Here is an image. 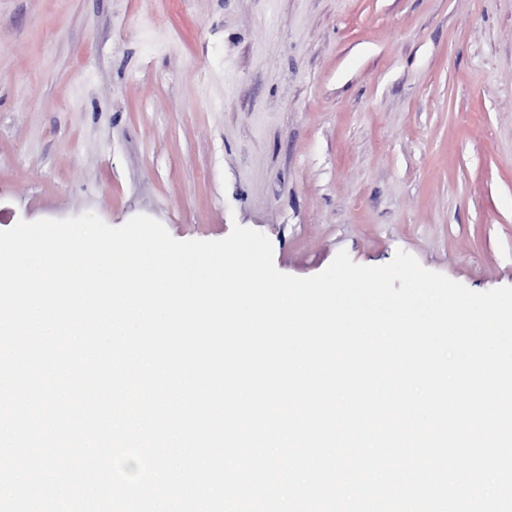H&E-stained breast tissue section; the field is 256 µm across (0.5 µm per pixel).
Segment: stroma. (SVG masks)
I'll return each mask as SVG.
<instances>
[{
    "label": "stroma",
    "mask_w": 512,
    "mask_h": 512,
    "mask_svg": "<svg viewBox=\"0 0 512 512\" xmlns=\"http://www.w3.org/2000/svg\"><path fill=\"white\" fill-rule=\"evenodd\" d=\"M87 212L512 286V0H0V230Z\"/></svg>",
    "instance_id": "stroma-1"
}]
</instances>
